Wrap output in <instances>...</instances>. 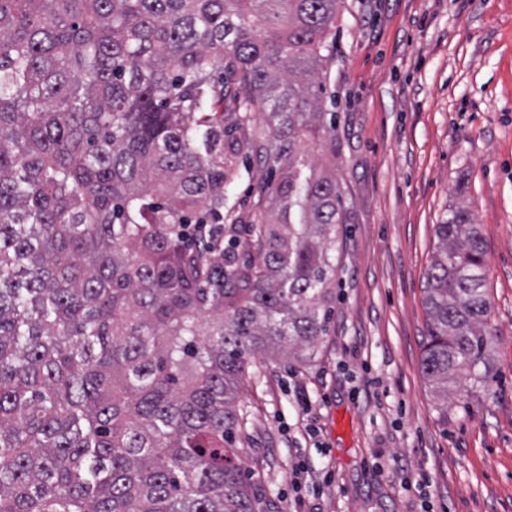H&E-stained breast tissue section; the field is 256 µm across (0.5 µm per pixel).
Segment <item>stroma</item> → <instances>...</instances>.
<instances>
[{"label":"stroma","instance_id":"obj_1","mask_svg":"<svg viewBox=\"0 0 512 512\" xmlns=\"http://www.w3.org/2000/svg\"><path fill=\"white\" fill-rule=\"evenodd\" d=\"M327 43L336 151L313 156L341 193L336 299L312 355L256 354L240 386L257 512H512V0H341ZM461 202L492 336L486 382L442 396L421 370L424 282Z\"/></svg>","mask_w":512,"mask_h":512}]
</instances>
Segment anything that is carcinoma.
<instances>
[{
    "mask_svg": "<svg viewBox=\"0 0 512 512\" xmlns=\"http://www.w3.org/2000/svg\"><path fill=\"white\" fill-rule=\"evenodd\" d=\"M339 0H0V512H254L236 392L326 335ZM268 114L260 132L255 114ZM277 167L238 211L242 156ZM186 224H222L216 259ZM422 371L482 381L485 244L435 225Z\"/></svg>",
    "mask_w": 512,
    "mask_h": 512,
    "instance_id": "1",
    "label": "carcinoma"
}]
</instances>
